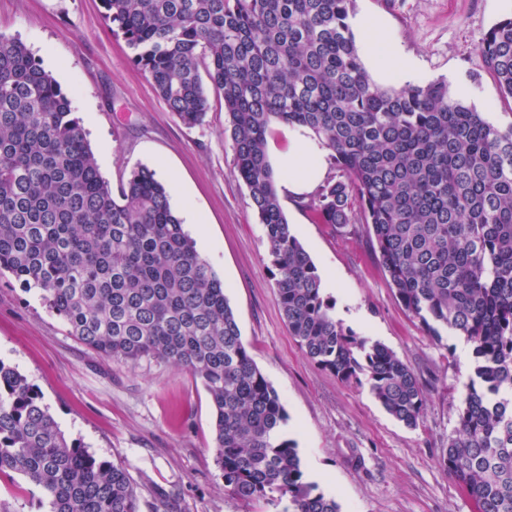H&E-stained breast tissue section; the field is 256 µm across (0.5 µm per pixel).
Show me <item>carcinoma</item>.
Instances as JSON below:
<instances>
[{
	"label": "carcinoma",
	"instance_id": "1",
	"mask_svg": "<svg viewBox=\"0 0 512 512\" xmlns=\"http://www.w3.org/2000/svg\"><path fill=\"white\" fill-rule=\"evenodd\" d=\"M168 111L187 126L224 99L235 169L263 225L290 335L346 383L367 382L410 428L426 396L393 351L336 319L292 234L266 152L276 125L312 134L339 176L306 207L359 220L404 309L437 339L473 346L475 378L441 464L479 512H512V126L454 98L444 79L379 86L348 19L354 0H101ZM478 55L512 99V18ZM36 290L70 335L117 364L144 357L199 379L215 411L224 490L283 512H340L306 480L282 434L280 397L242 341L224 282L146 166L118 194L102 177L71 99L18 38L0 34V275ZM42 489L48 512H139L121 462L67 440L41 393L0 358V477Z\"/></svg>",
	"mask_w": 512,
	"mask_h": 512
}]
</instances>
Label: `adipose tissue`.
Instances as JSON below:
<instances>
[{
	"mask_svg": "<svg viewBox=\"0 0 512 512\" xmlns=\"http://www.w3.org/2000/svg\"><path fill=\"white\" fill-rule=\"evenodd\" d=\"M355 26L378 82L384 83L393 76H410L415 73L416 59L392 47L380 37L379 31L383 26L381 19L363 15L356 19ZM269 153L278 159L277 169L282 176L285 191L299 196L310 191L317 183L322 174V160L328 149L319 140L293 137L289 140L287 153H280L274 147L270 148Z\"/></svg>",
	"mask_w": 512,
	"mask_h": 512,
	"instance_id": "1",
	"label": "adipose tissue"
}]
</instances>
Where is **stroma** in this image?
Returning a JSON list of instances; mask_svg holds the SVG:
<instances>
[{"label":"stroma","instance_id":"1","mask_svg":"<svg viewBox=\"0 0 512 512\" xmlns=\"http://www.w3.org/2000/svg\"><path fill=\"white\" fill-rule=\"evenodd\" d=\"M354 11L386 19L384 39L418 62L415 82L447 79L454 98L499 128L512 126V102L478 56L487 31L512 16L504 0H355ZM0 33L19 37L68 94L111 188L144 165L166 186L176 215L189 205L203 216L185 230L225 284L242 340L288 415L283 435L295 441L308 480L341 512H476L440 465L475 359L460 358V337L433 339L404 310L365 225L335 229L280 197L337 319L394 351L423 384L425 419L415 428L389 415L367 385L317 367L289 335L263 226L234 168L223 98L211 95L202 124L180 123L132 63L100 0H0ZM0 358L41 392L70 441L126 464L140 512H152L161 491L172 496L173 512H282L225 492L214 462L215 413L200 380L150 358L117 365L99 357L68 335L36 292L8 277L0 279Z\"/></svg>","mask_w":512,"mask_h":512}]
</instances>
